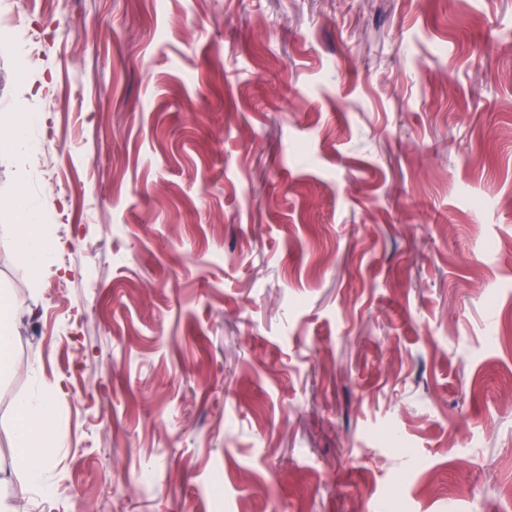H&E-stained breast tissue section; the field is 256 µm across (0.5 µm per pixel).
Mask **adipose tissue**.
Returning <instances> with one entry per match:
<instances>
[{
  "label": "adipose tissue",
  "instance_id": "obj_1",
  "mask_svg": "<svg viewBox=\"0 0 512 512\" xmlns=\"http://www.w3.org/2000/svg\"><path fill=\"white\" fill-rule=\"evenodd\" d=\"M52 405L47 398H24L15 407L16 427L14 446L18 456L25 463L29 481L39 484L43 480L45 470L51 463V454L40 456L30 455L28 448L33 439L44 435L51 419Z\"/></svg>",
  "mask_w": 512,
  "mask_h": 512
}]
</instances>
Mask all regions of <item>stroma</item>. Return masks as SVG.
Wrapping results in <instances>:
<instances>
[{
    "label": "stroma",
    "mask_w": 512,
    "mask_h": 512,
    "mask_svg": "<svg viewBox=\"0 0 512 512\" xmlns=\"http://www.w3.org/2000/svg\"><path fill=\"white\" fill-rule=\"evenodd\" d=\"M0 377L24 512H512V0H23ZM60 193H53L48 179ZM23 193L53 246L18 257ZM0 374L11 369L12 350L20 339L19 329L11 317L10 305L0 296ZM51 415L52 405L46 397L23 398L15 407L14 447L17 448V455L25 462L28 479L34 485L43 482L44 472L50 465L53 454L51 451L44 455L31 456L28 448L33 439L48 433L46 427Z\"/></svg>",
    "instance_id": "35a3bbf8"
}]
</instances>
